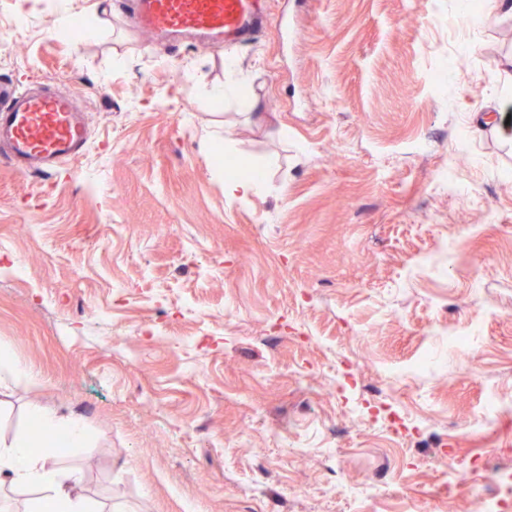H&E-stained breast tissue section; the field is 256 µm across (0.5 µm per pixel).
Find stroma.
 Returning <instances> with one entry per match:
<instances>
[{
    "label": "stroma",
    "mask_w": 512,
    "mask_h": 512,
    "mask_svg": "<svg viewBox=\"0 0 512 512\" xmlns=\"http://www.w3.org/2000/svg\"><path fill=\"white\" fill-rule=\"evenodd\" d=\"M96 2L43 0L19 27L0 0V83L78 90L92 130L64 174L0 165V349L31 372L0 374V441L36 403L90 420L94 442L54 456L98 512L497 495L512 423L479 415L512 412V139L475 115L512 100V20L485 0H259L250 43L201 47ZM230 56L245 84L218 106ZM220 155L265 188L229 194Z\"/></svg>",
    "instance_id": "1"
}]
</instances>
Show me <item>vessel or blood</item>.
<instances>
[{"mask_svg": "<svg viewBox=\"0 0 512 512\" xmlns=\"http://www.w3.org/2000/svg\"><path fill=\"white\" fill-rule=\"evenodd\" d=\"M125 17L152 34L189 33L228 43L256 28L254 0H131ZM79 92L33 94L0 84V164L21 174L57 172L87 151L89 123Z\"/></svg>", "mask_w": 512, "mask_h": 512, "instance_id": "obj_1", "label": "vessel or blood"}]
</instances>
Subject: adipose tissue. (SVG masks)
Here are the masks:
<instances>
[{
  "label": "adipose tissue",
  "instance_id": "adipose-tissue-1",
  "mask_svg": "<svg viewBox=\"0 0 512 512\" xmlns=\"http://www.w3.org/2000/svg\"><path fill=\"white\" fill-rule=\"evenodd\" d=\"M29 414L41 423L46 436L66 439L70 446L88 444L94 437L93 426L81 417H62L40 405L31 406ZM80 482L78 472H61L53 455L33 450L27 436H17L0 448V485L37 492L26 503L25 512H93L77 491Z\"/></svg>",
  "mask_w": 512,
  "mask_h": 512
}]
</instances>
